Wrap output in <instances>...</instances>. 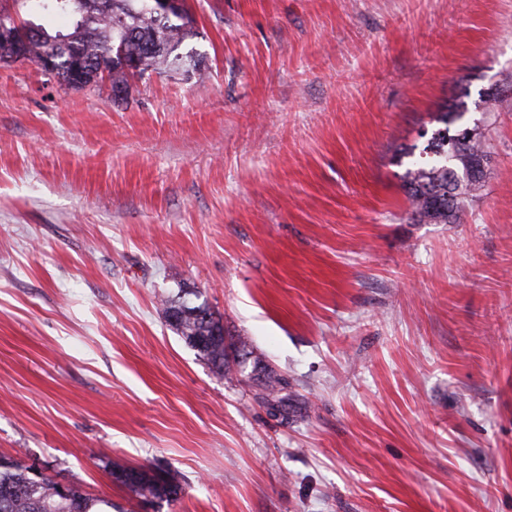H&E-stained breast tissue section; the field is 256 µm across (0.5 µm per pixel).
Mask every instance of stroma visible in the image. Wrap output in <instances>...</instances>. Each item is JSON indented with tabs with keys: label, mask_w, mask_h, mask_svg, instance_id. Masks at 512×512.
<instances>
[{
	"label": "stroma",
	"mask_w": 512,
	"mask_h": 512,
	"mask_svg": "<svg viewBox=\"0 0 512 512\" xmlns=\"http://www.w3.org/2000/svg\"><path fill=\"white\" fill-rule=\"evenodd\" d=\"M187 3L200 69L122 99L0 63V455L125 512L118 467L183 475L157 512H512V0ZM454 106L492 161L419 223ZM183 289L306 414L184 343ZM462 112H444L439 121L445 124L432 134L423 148L424 160L410 171L403 184L413 219L435 224H454L459 218L464 199L476 190L484 171L474 170L478 158L491 156V146L482 132L474 139L461 141L458 132L450 135L451 116ZM454 148V153L450 148ZM448 208L452 219L448 222ZM264 362L259 357H255L253 360L255 365ZM254 375H256V372L250 374L252 377ZM252 380L256 382L260 390L259 398L262 403L268 401L277 402L278 408L276 412L283 419L288 420L290 417L301 415L302 411L306 409L305 402H300L298 396L291 391L290 381L274 367L270 366V364H265L263 376L253 377Z\"/></svg>",
	"instance_id": "stroma-1"
}]
</instances>
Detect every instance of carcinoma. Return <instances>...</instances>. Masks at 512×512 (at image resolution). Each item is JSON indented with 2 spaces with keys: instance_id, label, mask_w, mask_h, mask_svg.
<instances>
[{
  "instance_id": "carcinoma-1",
  "label": "carcinoma",
  "mask_w": 512,
  "mask_h": 512,
  "mask_svg": "<svg viewBox=\"0 0 512 512\" xmlns=\"http://www.w3.org/2000/svg\"><path fill=\"white\" fill-rule=\"evenodd\" d=\"M34 1L44 13L71 16L66 30L49 21L24 22V27L34 32L28 60L35 63L45 56L54 59L56 72L48 77L64 87L78 60L86 69V84L99 89L107 80L115 97L128 92L129 79L136 75L159 71L164 65L173 69L196 65L193 55L179 52L194 35L192 21L182 7L172 16L160 18L146 10L142 0H83L79 5L70 0H12L19 10L32 7ZM106 53L114 54V58L104 76L98 65ZM134 56L141 64L136 73L124 65ZM423 154L424 160L408 173L403 184L411 217L454 224L464 199L483 180L484 171L474 170V163L491 155V146L481 132L462 141L445 128L432 134ZM191 295L193 292L183 290L177 298L163 301L166 322L188 347L220 372L228 364V353L254 354L252 345L241 336L225 340L221 321L208 305L193 302ZM253 381L261 401L277 402L276 412L283 419L296 417L306 409L291 391L290 381L274 367L265 365L264 374ZM112 475L136 496L151 497L159 503L173 502L171 494L183 488L179 474L172 470L127 468ZM110 507L112 502L93 498L76 485L62 493L50 477L38 478L20 460L0 457V512H109Z\"/></svg>"
}]
</instances>
